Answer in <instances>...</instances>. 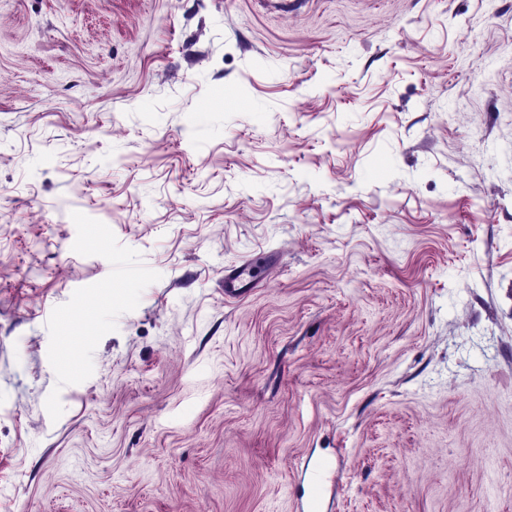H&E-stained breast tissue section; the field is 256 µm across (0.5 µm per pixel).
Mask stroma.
I'll use <instances>...</instances> for the list:
<instances>
[{
	"instance_id": "1",
	"label": "stroma",
	"mask_w": 512,
	"mask_h": 512,
	"mask_svg": "<svg viewBox=\"0 0 512 512\" xmlns=\"http://www.w3.org/2000/svg\"><path fill=\"white\" fill-rule=\"evenodd\" d=\"M322 455L324 512H512V0H0V512ZM257 265L251 259H245L239 266L224 270V299H240L249 291L248 286L256 285L259 281Z\"/></svg>"
}]
</instances>
